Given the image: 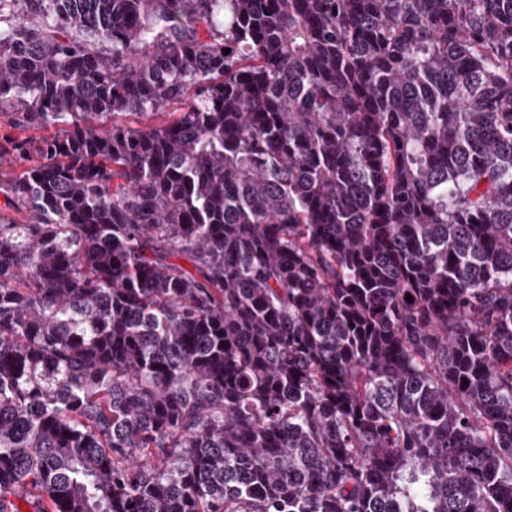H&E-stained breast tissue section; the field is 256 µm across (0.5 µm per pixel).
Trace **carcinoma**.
I'll list each match as a JSON object with an SVG mask.
<instances>
[{
	"mask_svg": "<svg viewBox=\"0 0 512 512\" xmlns=\"http://www.w3.org/2000/svg\"><path fill=\"white\" fill-rule=\"evenodd\" d=\"M2 114L0 512H512V0H0ZM55 128H27L24 130L16 129L6 118L0 117V143L5 145V141L14 137L29 138L31 146L36 147L43 138L54 135Z\"/></svg>",
	"mask_w": 512,
	"mask_h": 512,
	"instance_id": "1",
	"label": "carcinoma"
}]
</instances>
